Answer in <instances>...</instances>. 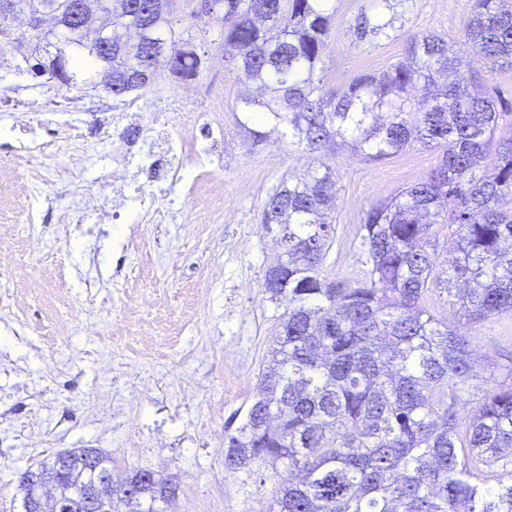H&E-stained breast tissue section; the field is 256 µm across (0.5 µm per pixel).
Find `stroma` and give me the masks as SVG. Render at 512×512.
Here are the masks:
<instances>
[{
    "label": "stroma",
    "instance_id": "obj_1",
    "mask_svg": "<svg viewBox=\"0 0 512 512\" xmlns=\"http://www.w3.org/2000/svg\"><path fill=\"white\" fill-rule=\"evenodd\" d=\"M369 0H332L336 12L316 74L340 88L353 78L379 74L402 59L404 36L358 41L352 25ZM471 0H403L394 11L407 27L448 39L464 78L481 77L512 106V69L487 73L463 44ZM204 70L196 80L195 111L213 89L224 92V142L216 176L233 221H193L181 186L136 174L132 195L152 198L137 223L104 204L84 223H65L60 207L41 213L38 225L21 221L25 204L15 183H0V249L27 275L0 290V512H21L20 472L72 448H98L120 476L145 468L178 485L182 512H204L211 500L224 512H269L271 491L287 470L260 475L224 467L227 423L253 399L258 374L284 305L263 290L275 259L272 236L259 222L268 194L282 180L306 173L309 160L287 139L253 142L237 123L244 87L223 63L218 45L205 43ZM177 83L159 68L156 81L134 107L143 112L149 139L154 104L173 97ZM54 80L0 67V112L58 107ZM85 160L65 170L57 186L80 198L111 166V150L97 127L80 143ZM338 187L332 213L335 242L324 264L333 280L363 277L356 251L365 212L401 187L424 178L437 164L433 151L413 149L369 161L349 148L327 156ZM64 295L72 326L58 334L45 290ZM40 430L33 450L19 426Z\"/></svg>",
    "mask_w": 512,
    "mask_h": 512
}]
</instances>
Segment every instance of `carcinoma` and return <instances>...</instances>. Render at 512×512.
Returning <instances> with one entry per match:
<instances>
[{
    "label": "carcinoma",
    "instance_id": "carcinoma-1",
    "mask_svg": "<svg viewBox=\"0 0 512 512\" xmlns=\"http://www.w3.org/2000/svg\"><path fill=\"white\" fill-rule=\"evenodd\" d=\"M143 22L128 64L125 42L108 60L77 37L38 30L16 34L0 15V56L12 40L28 41L24 66L66 88L99 86L112 69V98L149 87L156 48L169 54L170 78L197 79L205 32L151 20L153 0H112ZM330 0H223L216 28L241 82L271 93L239 95L246 127L264 114L258 142L288 136L310 159L302 180L284 182L266 198L261 223L277 228L281 270L264 275L269 298L285 304L270 359L243 423L228 436L224 468L251 473L284 467L291 479L273 494L269 512H512V359L478 365L475 337L443 322L425 305L434 292L472 324L512 316V122L503 124L497 94L458 77L448 40L406 32L403 58L381 74H363L341 89L315 75L328 37ZM394 0H371L355 17L359 38L388 37ZM465 45L487 72L512 68V0H472ZM150 73L141 79L121 70ZM348 146L367 160L420 148L438 163L420 181L371 207L357 245L364 278L333 281L323 266L334 225L325 220L337 186L322 157ZM493 167L483 165L486 155ZM456 227V255L447 277L437 272L435 226ZM475 400L470 415L459 403ZM112 468L93 448L58 453L37 469L42 479L65 468L80 486ZM125 489H112V512H163L177 486L134 470Z\"/></svg>",
    "mask_w": 512,
    "mask_h": 512
}]
</instances>
